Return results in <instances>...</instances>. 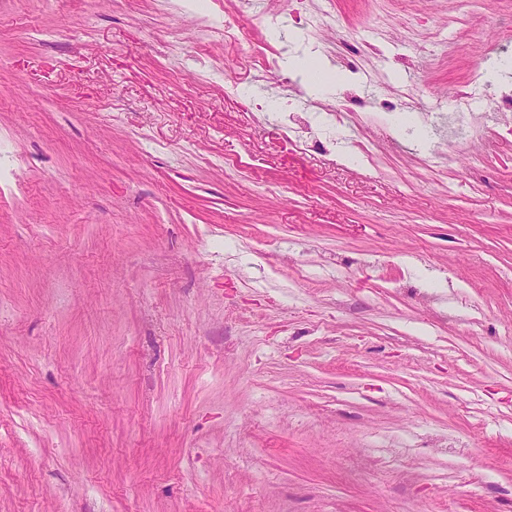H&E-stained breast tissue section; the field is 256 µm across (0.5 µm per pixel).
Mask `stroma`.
Here are the masks:
<instances>
[{
    "label": "stroma",
    "instance_id": "35a3bbf8",
    "mask_svg": "<svg viewBox=\"0 0 512 512\" xmlns=\"http://www.w3.org/2000/svg\"><path fill=\"white\" fill-rule=\"evenodd\" d=\"M506 23L0 0V512H512ZM305 64L309 68L311 73L310 81L315 88L333 81L336 78L331 64L319 56L313 55L305 59ZM337 83L338 80L336 78V84Z\"/></svg>",
    "mask_w": 512,
    "mask_h": 512
}]
</instances>
